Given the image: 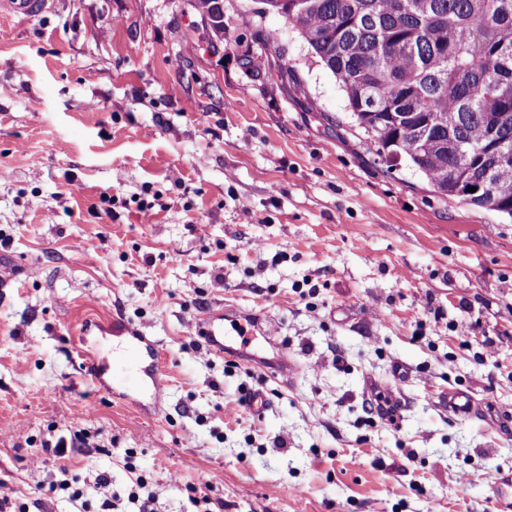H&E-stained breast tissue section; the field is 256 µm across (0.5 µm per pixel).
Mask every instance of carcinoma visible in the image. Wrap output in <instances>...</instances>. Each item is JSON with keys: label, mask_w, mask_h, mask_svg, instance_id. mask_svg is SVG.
<instances>
[{"label": "carcinoma", "mask_w": 512, "mask_h": 512, "mask_svg": "<svg viewBox=\"0 0 512 512\" xmlns=\"http://www.w3.org/2000/svg\"><path fill=\"white\" fill-rule=\"evenodd\" d=\"M259 3L341 81L377 156L444 199L512 217V0Z\"/></svg>", "instance_id": "cac0c4a2"}]
</instances>
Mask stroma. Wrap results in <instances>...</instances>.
Masks as SVG:
<instances>
[{
	"instance_id": "35a3bbf8",
	"label": "stroma",
	"mask_w": 512,
	"mask_h": 512,
	"mask_svg": "<svg viewBox=\"0 0 512 512\" xmlns=\"http://www.w3.org/2000/svg\"><path fill=\"white\" fill-rule=\"evenodd\" d=\"M267 46L287 80L247 65ZM0 268V487L25 512H98L49 487L101 472L120 512L140 475L156 512H194L192 487L214 512H512V220L389 167L258 0H224L220 38L193 0L0 18ZM116 322L165 355L160 411L82 373V331L123 367ZM283 348L287 380L265 370ZM454 388L483 416L450 418ZM374 390L396 421L371 424ZM75 424L90 448L44 450ZM220 320L223 321L221 325H215L214 320L206 319L199 330L202 336L205 339V343L208 346L211 352L216 354L223 355L224 354V318Z\"/></svg>"
}]
</instances>
